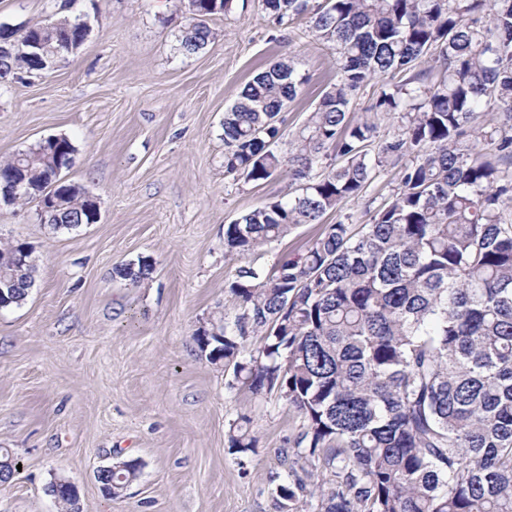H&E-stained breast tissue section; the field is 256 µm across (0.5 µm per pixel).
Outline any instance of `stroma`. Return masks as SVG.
I'll return each mask as SVG.
<instances>
[{
  "label": "stroma",
  "mask_w": 512,
  "mask_h": 512,
  "mask_svg": "<svg viewBox=\"0 0 512 512\" xmlns=\"http://www.w3.org/2000/svg\"><path fill=\"white\" fill-rule=\"evenodd\" d=\"M88 18L80 50L37 77L0 83V161L56 135L76 151L66 179L98 197L100 218L73 230L41 222L37 203L0 207V240L34 251L24 304L0 310V454L21 471L0 483V512H59L58 477L81 512H278L275 488L301 418L272 395L233 385L195 333L215 311L237 313L224 286L242 261L224 227L293 191L287 176L248 182L224 171V112L259 71L283 57L307 82L280 114L281 155L335 81L334 53L309 17L277 26L259 0L212 17L215 40L179 47L178 0H0V24ZM400 185L382 172L363 197L255 251L271 269L322 225L366 224ZM152 258L129 285L117 265ZM249 413L258 452L228 450ZM141 463L124 495H104L97 470L115 457Z\"/></svg>",
  "instance_id": "obj_1"
}]
</instances>
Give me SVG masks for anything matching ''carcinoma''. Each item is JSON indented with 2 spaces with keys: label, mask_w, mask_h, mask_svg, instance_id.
Listing matches in <instances>:
<instances>
[{
  "label": "carcinoma",
  "mask_w": 512,
  "mask_h": 512,
  "mask_svg": "<svg viewBox=\"0 0 512 512\" xmlns=\"http://www.w3.org/2000/svg\"><path fill=\"white\" fill-rule=\"evenodd\" d=\"M283 24L309 16L336 51V81L297 132L291 155L273 150L279 114L306 83L293 58L257 73L224 112V169L247 181L284 172L295 193L242 214L224 247L245 259L302 224L363 196L389 167L401 172L393 200L368 224L324 225L305 248L266 273L248 263L226 285L238 308L198 336L232 383L275 394L302 425L294 461L276 487L279 512H512V0H260ZM234 0H187L180 47L195 54L208 21ZM83 19L13 31L69 55ZM36 62L0 51V82ZM401 75L370 110L397 119L392 137L349 108L369 81ZM75 152L70 139L41 141L0 163V184L22 171L41 189ZM329 161V171L312 175ZM75 190L41 215L55 230L87 223ZM0 246V310L21 306L35 260ZM141 258L116 268L137 284ZM259 336L254 355L245 342ZM252 419L229 428V451L256 452ZM139 476L117 459L101 480L118 497Z\"/></svg>",
  "instance_id": "obj_1"
}]
</instances>
